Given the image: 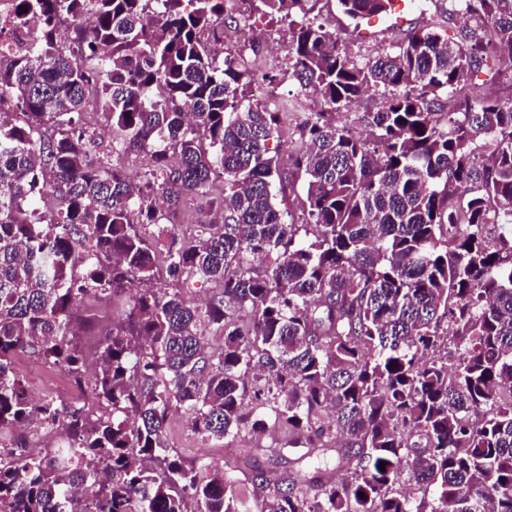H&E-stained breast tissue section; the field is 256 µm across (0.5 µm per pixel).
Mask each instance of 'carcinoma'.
Listing matches in <instances>:
<instances>
[{
    "label": "carcinoma",
    "instance_id": "carcinoma-1",
    "mask_svg": "<svg viewBox=\"0 0 512 512\" xmlns=\"http://www.w3.org/2000/svg\"><path fill=\"white\" fill-rule=\"evenodd\" d=\"M15 2L42 29L0 49V428L39 417L67 441L0 454V512H512V238L493 233L512 221V100L443 102L512 73V0H455L453 34L415 28L364 62L310 17L318 0H242L245 21H289L288 67L320 100L293 158L302 224L273 203L276 113L201 41L224 0ZM393 2L338 5L361 19ZM367 95L374 138L330 121ZM127 149L150 156L140 182L112 164ZM217 174L222 228L180 238L174 216ZM184 274L219 292L191 301L169 287ZM122 293L96 406L35 401L15 358L85 387L73 320ZM174 408L206 440L277 426L278 456L313 470L254 469L250 506L216 461L168 445Z\"/></svg>",
    "mask_w": 512,
    "mask_h": 512
}]
</instances>
